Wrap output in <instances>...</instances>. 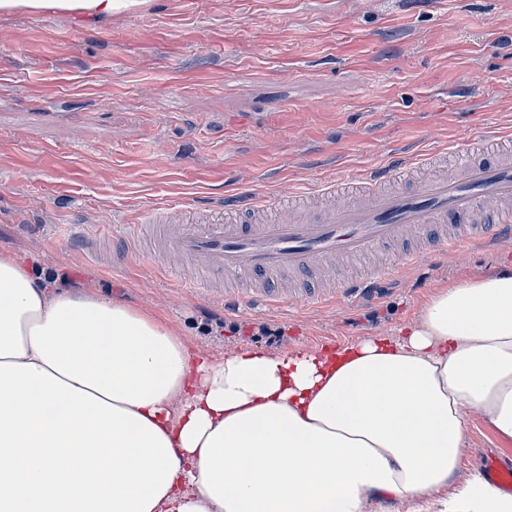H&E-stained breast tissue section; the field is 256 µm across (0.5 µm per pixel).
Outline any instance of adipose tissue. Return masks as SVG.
I'll return each mask as SVG.
<instances>
[{"label":"adipose tissue","instance_id":"adipose-tissue-1","mask_svg":"<svg viewBox=\"0 0 512 512\" xmlns=\"http://www.w3.org/2000/svg\"><path fill=\"white\" fill-rule=\"evenodd\" d=\"M482 415L512 442V270L397 334L213 361L160 319L0 256V512H512L459 468Z\"/></svg>","mask_w":512,"mask_h":512}]
</instances>
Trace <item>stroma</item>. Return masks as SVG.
Segmentation results:
<instances>
[{"instance_id":"35a3bbf8","label":"stroma","mask_w":512,"mask_h":512,"mask_svg":"<svg viewBox=\"0 0 512 512\" xmlns=\"http://www.w3.org/2000/svg\"><path fill=\"white\" fill-rule=\"evenodd\" d=\"M512 138V0H144L111 18L0 10V254L50 287L161 318L213 360L393 334L440 289L512 269V251L425 252L375 299L260 307L242 320L183 287L185 259L138 217L228 195L271 202L394 154Z\"/></svg>"}]
</instances>
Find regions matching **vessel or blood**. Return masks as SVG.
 <instances>
[{
  "label": "vessel or blood",
  "instance_id": "obj_1",
  "mask_svg": "<svg viewBox=\"0 0 512 512\" xmlns=\"http://www.w3.org/2000/svg\"><path fill=\"white\" fill-rule=\"evenodd\" d=\"M497 135L486 132L481 150L488 162L456 169H435L431 159L418 160L420 172L407 179V161L368 170L359 185L340 182L311 191V205H281L266 217L267 202L252 193L233 198L248 208L247 224L197 223L188 204L177 201L148 216L169 246L197 260L199 273L221 281L245 278L263 281L277 273H333L336 287L354 297L375 296L397 268L376 266L357 277L347 276V262L378 248L421 233L435 224L469 225L466 237L441 240L439 255L460 256L470 241L512 246V148H496ZM298 296L264 291L249 297L226 293L223 307L236 314L257 304H296ZM488 478L512 491V462L483 461Z\"/></svg>",
  "mask_w": 512,
  "mask_h": 512
}]
</instances>
